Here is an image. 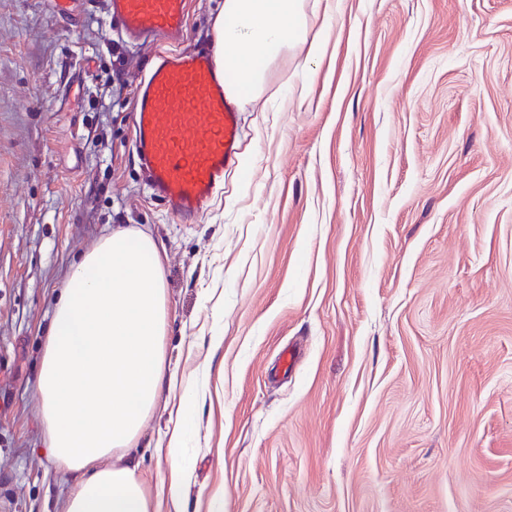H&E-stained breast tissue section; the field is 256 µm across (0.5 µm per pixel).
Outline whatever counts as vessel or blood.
Returning a JSON list of instances; mask_svg holds the SVG:
<instances>
[{
	"instance_id": "1",
	"label": "vessel or blood",
	"mask_w": 512,
	"mask_h": 512,
	"mask_svg": "<svg viewBox=\"0 0 512 512\" xmlns=\"http://www.w3.org/2000/svg\"><path fill=\"white\" fill-rule=\"evenodd\" d=\"M114 32L129 45L181 44L157 56L137 90L134 149L152 193L194 221L236 160L239 114L210 50L187 49V0H105Z\"/></svg>"
}]
</instances>
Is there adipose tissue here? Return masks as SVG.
Wrapping results in <instances>:
<instances>
[{
    "instance_id": "adipose-tissue-1",
    "label": "adipose tissue",
    "mask_w": 512,
    "mask_h": 512,
    "mask_svg": "<svg viewBox=\"0 0 512 512\" xmlns=\"http://www.w3.org/2000/svg\"><path fill=\"white\" fill-rule=\"evenodd\" d=\"M307 25L302 0H224L215 52L236 92L259 91L269 64L301 42L320 58L323 44L307 40ZM167 316L160 252L144 232L99 239L68 271L36 385L48 455L69 476L66 512H182L187 438L211 362L188 375L169 367ZM166 393L179 404L162 442L169 475L153 491L137 445Z\"/></svg>"
}]
</instances>
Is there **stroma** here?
Segmentation results:
<instances>
[{
  "label": "stroma",
  "instance_id": "35a3bbf8",
  "mask_svg": "<svg viewBox=\"0 0 512 512\" xmlns=\"http://www.w3.org/2000/svg\"><path fill=\"white\" fill-rule=\"evenodd\" d=\"M224 0H188L187 46ZM307 46L240 102L238 165L191 224L132 149L103 0H0V512H63L36 384L69 267L140 230L162 254L166 356L222 347L185 512H512V0H303ZM294 347L296 362L280 367ZM160 404L142 472L169 470Z\"/></svg>",
  "mask_w": 512,
  "mask_h": 512
}]
</instances>
